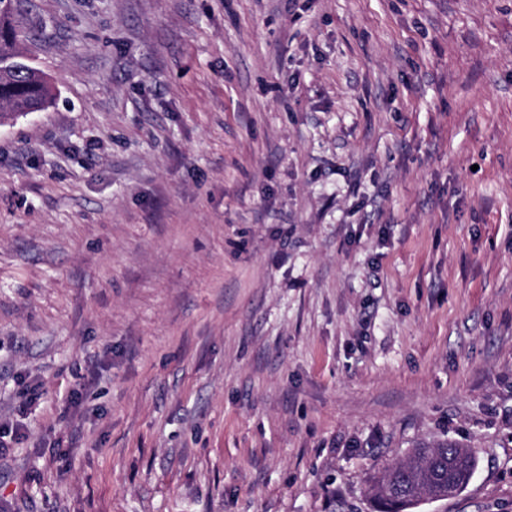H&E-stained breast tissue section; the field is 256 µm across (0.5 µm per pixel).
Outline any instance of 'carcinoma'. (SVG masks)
I'll return each instance as SVG.
<instances>
[{"mask_svg":"<svg viewBox=\"0 0 512 512\" xmlns=\"http://www.w3.org/2000/svg\"><path fill=\"white\" fill-rule=\"evenodd\" d=\"M25 38L15 14L0 9V110L6 116L44 108L52 100L44 74L20 48ZM474 468L473 454L457 444L416 448L408 461L374 482L373 507L376 512H412L427 499L454 498L469 484Z\"/></svg>","mask_w":512,"mask_h":512,"instance_id":"cac0c4a2","label":"carcinoma"}]
</instances>
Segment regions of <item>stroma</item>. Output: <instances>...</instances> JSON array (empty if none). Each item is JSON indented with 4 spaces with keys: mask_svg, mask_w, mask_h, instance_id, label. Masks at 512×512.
I'll return each mask as SVG.
<instances>
[{
    "mask_svg": "<svg viewBox=\"0 0 512 512\" xmlns=\"http://www.w3.org/2000/svg\"><path fill=\"white\" fill-rule=\"evenodd\" d=\"M0 512H512V0H24ZM475 457L467 449L446 442L436 448L414 449L408 461L397 464L372 486L376 512H413L427 499L454 498L469 484ZM429 475V481L421 478Z\"/></svg>",
    "mask_w": 512,
    "mask_h": 512,
    "instance_id": "1",
    "label": "stroma"
}]
</instances>
